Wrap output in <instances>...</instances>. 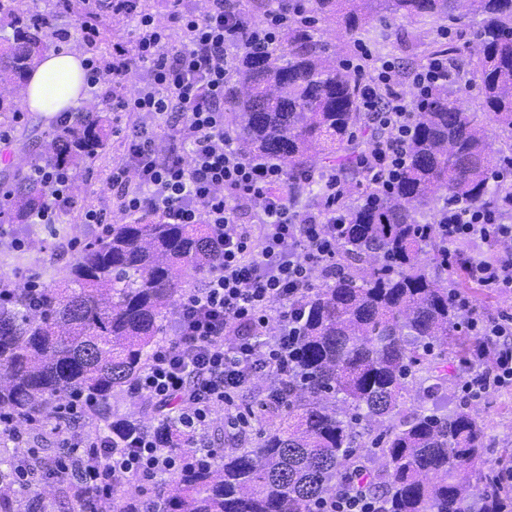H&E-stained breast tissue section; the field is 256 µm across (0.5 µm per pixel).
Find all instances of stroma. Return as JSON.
<instances>
[{
    "label": "stroma",
    "mask_w": 512,
    "mask_h": 512,
    "mask_svg": "<svg viewBox=\"0 0 512 512\" xmlns=\"http://www.w3.org/2000/svg\"><path fill=\"white\" fill-rule=\"evenodd\" d=\"M468 39L464 30L446 27L444 21L433 20L417 25L402 18L374 23L365 43L374 56L395 63L398 74L395 91L406 97H414L415 91L407 78L408 73L427 61L430 44L444 40L457 48L448 57V86L460 96L463 107L476 111L480 101L476 92L466 91L475 73L468 62L463 46ZM49 128L39 113H23L15 128L10 132L9 141L0 142V176L15 172L16 157H27L35 153ZM122 153L120 138L111 137L104 151L92 160L78 174L82 189L79 207L67 210L55 226L54 234H47L35 226L18 229L7 225L6 235L0 236V273L28 275L39 273L49 287H60L67 268L74 262L76 253L73 241L88 243L99 238L96 225L81 221V210L87 206L109 209L110 203L105 179L115 161ZM23 235L27 241L24 251H14L10 245L12 236ZM447 380L439 392L436 405L444 411L459 407L466 408L478 421L484 424L490 437L486 457L489 462H498L507 450L512 449V389L492 390L480 397L465 399L461 390L462 379L457 375L455 365H446ZM269 379L256 380L238 398L240 406L252 408L255 416L249 426L232 428L223 412H216L206 428L205 436L210 447L219 452L254 447L259 440L262 424L259 420L266 400ZM75 488L73 485L44 477L37 491L27 493L22 501L23 512H70Z\"/></svg>",
    "instance_id": "1"
}]
</instances>
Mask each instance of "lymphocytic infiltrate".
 <instances>
[{
	"label": "lymphocytic infiltrate",
	"instance_id": "obj_1",
	"mask_svg": "<svg viewBox=\"0 0 512 512\" xmlns=\"http://www.w3.org/2000/svg\"><path fill=\"white\" fill-rule=\"evenodd\" d=\"M92 17L127 10L134 24L130 40L112 45L109 59L86 60L87 84H108V109L135 116L125 134V155L107 177L112 207L122 213L161 215L170 224H205L220 255L201 287L185 292L172 340L154 351L131 392L162 408L189 404L187 430L203 437L215 408L233 407L239 393L257 377L282 380L292 372V354L300 331L299 301L313 288L314 272H339L337 230L346 215L347 181L340 171L320 178L311 203L298 206L288 173L278 162L242 155L226 130L224 87L234 61L278 43L300 7L271 9L254 22L235 0H207L204 11L185 0H167L168 19L137 8L136 0H89ZM363 64L353 74L361 88V109L389 131V138L356 167L370 187L389 183L406 163V148L420 100L448 80L444 58L435 56L415 69L417 90L409 99L394 92L396 68L375 60L362 48ZM142 77L136 93L123 94L131 74ZM44 203L39 224L58 223L72 205L73 174L46 162L31 170ZM251 213V223L241 221ZM440 263L463 268L483 288L512 291V208L481 209L451 201L439 213ZM479 241L491 249L484 259H462L458 245ZM469 312V335L497 346L492 368L468 377L463 390L478 396L512 388V315L484 317L469 296L458 298ZM97 401L73 399L72 423L63 439L67 452L81 457L77 471L63 470L96 499H111L118 486L133 489L189 465L215 461L216 451L202 445L175 452L157 447L147 436L128 448H116L110 436L92 433ZM362 468L341 477L321 512H383L371 495Z\"/></svg>",
	"mask_w": 512,
	"mask_h": 512
}]
</instances>
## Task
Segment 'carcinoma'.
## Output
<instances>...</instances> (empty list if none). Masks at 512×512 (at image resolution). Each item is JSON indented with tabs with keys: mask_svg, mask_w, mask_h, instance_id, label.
Returning <instances> with one entry per match:
<instances>
[{
	"mask_svg": "<svg viewBox=\"0 0 512 512\" xmlns=\"http://www.w3.org/2000/svg\"><path fill=\"white\" fill-rule=\"evenodd\" d=\"M306 11L332 16L342 35L359 41L372 22L401 16L461 23L483 20L468 45L481 111L463 109L448 87L433 90L417 113L408 162L392 187L349 209L339 234L343 272L326 278L300 303L301 336L288 404L266 405L272 422L257 446L232 451L207 466L176 474V492L162 512H315L336 478L381 454L386 469L385 512H512V487L488 465V433L463 410H417L377 435L384 418L411 398L418 374L439 391L438 358L448 352L468 373L490 368L495 354L472 358L475 338L458 330L463 311L448 281L430 275L438 250L432 224L420 217L432 201L455 198L473 207L502 202L491 184L499 164L512 162V0H307ZM54 0H0V128L20 118L13 92L52 42ZM224 112L247 156L270 155L297 177L335 161L347 180L354 162L386 138L379 128L359 144L360 90L352 70L336 63L312 22L288 27L283 43L245 54L224 90ZM507 133L508 150H489V124ZM106 115L89 112L74 126L55 129L30 166L43 161L77 173L109 141ZM10 193L9 219L32 223L43 203L39 184L23 171ZM219 256L204 224H166L119 213L107 235L86 246L70 266L64 287L47 290L34 307L22 283L4 281L15 300L0 305V416L25 431L45 405L75 393L102 402L98 429L123 448L143 434L163 448H180L178 412L144 423L112 420L108 399L146 368L178 292L213 268ZM18 484L11 456H0V512H14L7 490Z\"/></svg>",
	"mask_w": 512,
	"mask_h": 512,
	"instance_id": "obj_1",
	"label": "carcinoma"
}]
</instances>
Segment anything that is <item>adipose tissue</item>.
<instances>
[{"mask_svg": "<svg viewBox=\"0 0 512 512\" xmlns=\"http://www.w3.org/2000/svg\"><path fill=\"white\" fill-rule=\"evenodd\" d=\"M85 56L70 46L47 52L30 73L24 101L27 111L40 113L52 123L58 113L78 106L86 96Z\"/></svg>", "mask_w": 512, "mask_h": 512, "instance_id": "1", "label": "adipose tissue"}]
</instances>
